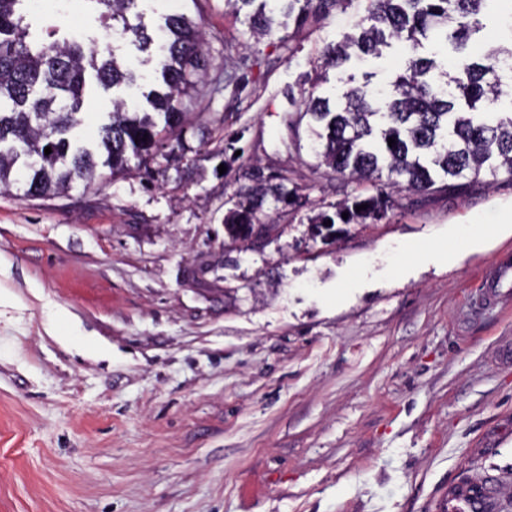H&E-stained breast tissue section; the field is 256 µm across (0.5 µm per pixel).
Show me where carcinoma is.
<instances>
[{"label":"carcinoma","instance_id":"1","mask_svg":"<svg viewBox=\"0 0 512 512\" xmlns=\"http://www.w3.org/2000/svg\"><path fill=\"white\" fill-rule=\"evenodd\" d=\"M24 0H0V194L25 178V194H59L77 182L89 187L103 179L98 167L110 174L124 171L131 159L142 163L163 148L164 136L183 125L184 101L200 93L193 72L205 68L199 26L183 13L167 14L156 37L140 22L139 0H91L100 18L115 36L110 49L85 47L76 38L52 40L32 36L19 11ZM339 0H260L246 16L247 32L266 36L273 31L274 14L306 21L327 12ZM492 0H368L358 37H348L324 50L336 68L350 60L357 47L365 57L379 59L383 48L396 40L409 49L404 66L383 82L355 83V76L339 78L346 86L335 102L317 94L326 80L317 74L301 100L291 101L316 123L315 156L334 174L350 181L376 183L382 174L400 191L424 194L443 181L445 190H463L479 182L483 170L497 176L504 169L512 177V38L508 45L489 49L480 62L466 58L455 72L436 55L420 51L435 43H452L462 52L470 37L483 28L482 19ZM126 45L147 53L136 61L118 59ZM154 65L162 87L144 94L150 110L130 104L118 95L145 78L142 67ZM116 94L107 123L99 128L104 159L78 144L73 132L85 122L84 95L92 85ZM395 144L388 145L389 139ZM51 153L45 154V147ZM245 191L248 206L232 212L234 223L225 225L235 241H246L254 227L245 223L268 201L298 204L297 186L284 175L252 176ZM390 200L377 194L357 200V211L344 202L336 216L323 215L312 238L325 241L332 228L324 222L376 218L386 213ZM348 218H342L343 212ZM464 489L497 506L496 483L491 478L465 482Z\"/></svg>","mask_w":512,"mask_h":512}]
</instances>
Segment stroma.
Masks as SVG:
<instances>
[{"instance_id":"stroma-1","label":"stroma","mask_w":512,"mask_h":512,"mask_svg":"<svg viewBox=\"0 0 512 512\" xmlns=\"http://www.w3.org/2000/svg\"><path fill=\"white\" fill-rule=\"evenodd\" d=\"M138 9L151 32L196 17L225 84L151 170L0 195V512H439L485 476L512 512V236L494 235L512 176L397 192L384 218L312 240L356 185L282 116L317 72L341 93L321 52L366 0L250 48L227 0ZM22 12L35 34L112 43L86 0L68 23ZM256 170L304 205L267 204L268 232L228 264L224 217ZM478 228L490 244L448 263Z\"/></svg>"}]
</instances>
